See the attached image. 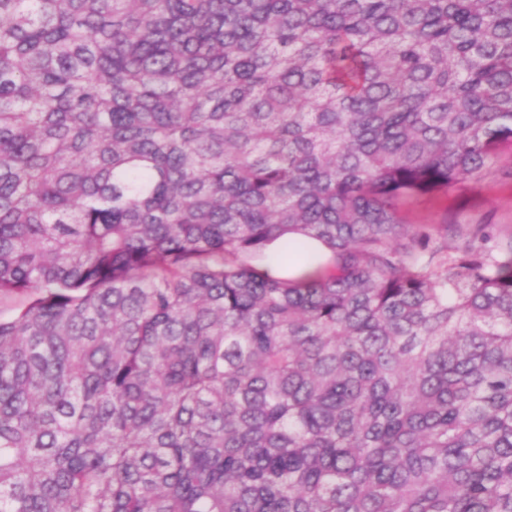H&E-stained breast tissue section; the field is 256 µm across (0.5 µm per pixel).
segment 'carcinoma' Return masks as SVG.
<instances>
[{
    "label": "carcinoma",
    "mask_w": 512,
    "mask_h": 512,
    "mask_svg": "<svg viewBox=\"0 0 512 512\" xmlns=\"http://www.w3.org/2000/svg\"><path fill=\"white\" fill-rule=\"evenodd\" d=\"M506 147L512 0H0V512H512ZM512 168V151L506 149L496 169L482 181L464 188L448 190L444 202L425 199L409 205L414 224H442L448 210V224H500L512 230V178L505 179L499 169ZM288 252V262L286 255ZM323 247L316 241L295 240L288 238L287 241L278 240L270 246L268 252V263L278 272L288 277H295L301 274H314L322 261ZM302 255V261H296V256Z\"/></svg>",
    "instance_id": "1"
}]
</instances>
